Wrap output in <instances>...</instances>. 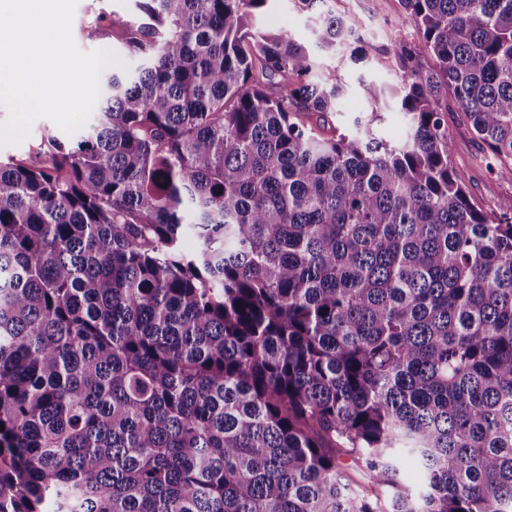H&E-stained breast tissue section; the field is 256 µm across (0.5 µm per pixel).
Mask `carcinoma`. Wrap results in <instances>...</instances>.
Listing matches in <instances>:
<instances>
[{
	"mask_svg": "<svg viewBox=\"0 0 512 512\" xmlns=\"http://www.w3.org/2000/svg\"><path fill=\"white\" fill-rule=\"evenodd\" d=\"M136 2L90 130L0 160V512H512V204L448 136L512 174V0H402L396 144L270 0ZM452 162L465 174L472 198L482 207L498 210L512 201V176L503 174L487 145L473 132L462 112L448 110ZM399 482L412 491H417L422 482V467L419 460L406 455L402 458L399 468Z\"/></svg>",
	"mask_w": 512,
	"mask_h": 512,
	"instance_id": "1",
	"label": "carcinoma"
}]
</instances>
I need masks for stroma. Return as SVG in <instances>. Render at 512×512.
Returning a JSON list of instances; mask_svg holds the SVG:
<instances>
[{"mask_svg":"<svg viewBox=\"0 0 512 512\" xmlns=\"http://www.w3.org/2000/svg\"><path fill=\"white\" fill-rule=\"evenodd\" d=\"M327 10L333 14L356 20L366 52L364 62L354 64L345 58L318 55V72L333 73L344 88L338 101V125L350 126L354 118L378 112L375 128L379 136L397 143L407 131L406 119L394 101L388 98L368 101L363 83H373L391 89L400 81L395 60L388 48L397 44L420 45L421 37L415 26L405 21L400 0H327ZM140 15L134 0H79L73 37L85 51L108 48L126 66L134 70L138 65L126 44L129 24ZM261 29L271 32L288 29L306 46H313L315 19L299 11L293 0H279L277 6L258 19ZM448 134L451 138L452 162L466 177L472 198L482 207L498 209L512 201V177L502 173L487 145L473 132L463 113L449 111ZM64 142H75V135L66 133L46 118L35 120L28 137L17 146L0 148V159L24 160L37 148L47 146L49 137Z\"/></svg>","mask_w":512,"mask_h":512,"instance_id":"35a3bbf8","label":"stroma"}]
</instances>
